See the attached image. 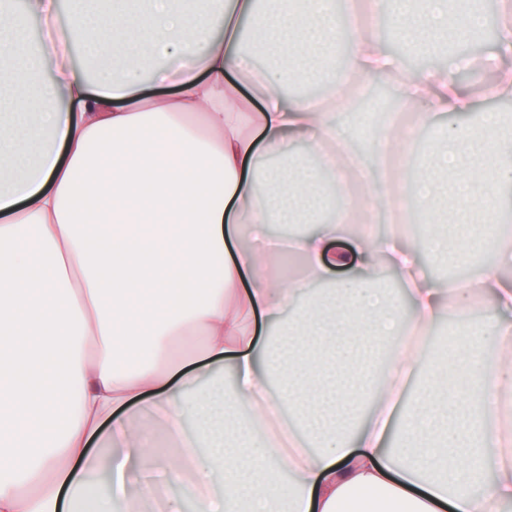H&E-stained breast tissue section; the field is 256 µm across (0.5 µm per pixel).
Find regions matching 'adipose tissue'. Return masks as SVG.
Returning a JSON list of instances; mask_svg holds the SVG:
<instances>
[{
    "label": "adipose tissue",
    "instance_id": "adipose-tissue-1",
    "mask_svg": "<svg viewBox=\"0 0 512 512\" xmlns=\"http://www.w3.org/2000/svg\"><path fill=\"white\" fill-rule=\"evenodd\" d=\"M55 3L0 6V67L22 74L0 92V512H174L137 470L182 484L196 512H352L361 491L376 495L369 512L512 505V243L463 283H436L419 258L465 264L512 213V125L496 113L441 121L473 109L452 70L491 69L492 93L512 99V22L482 61L458 51L409 72L373 33L375 0H361L367 20L353 27L334 0L262 12L256 0H69L54 29L64 54L29 50L30 20L51 22ZM393 15L397 43L424 53L484 29L475 7L458 27L455 0H393ZM246 24L270 66L241 49ZM344 41L339 90L395 83L399 115L369 164L332 101L285 95L291 80L329 84ZM76 46L109 50L111 66L88 79ZM149 52L161 60L153 84L173 94L145 95L133 63ZM427 127L435 137L403 198L426 230L419 250L405 230L371 226ZM300 141L316 165L294 153ZM273 224L310 225L292 250L322 291L273 274L271 249L239 243L240 227L262 236ZM347 233L351 249L336 250ZM385 268L406 301L378 288ZM481 296L492 317L444 361L427 330L447 304ZM259 315L277 323L261 346ZM376 336L393 344L382 369ZM412 377L406 400L395 381Z\"/></svg>",
    "mask_w": 512,
    "mask_h": 512
}]
</instances>
